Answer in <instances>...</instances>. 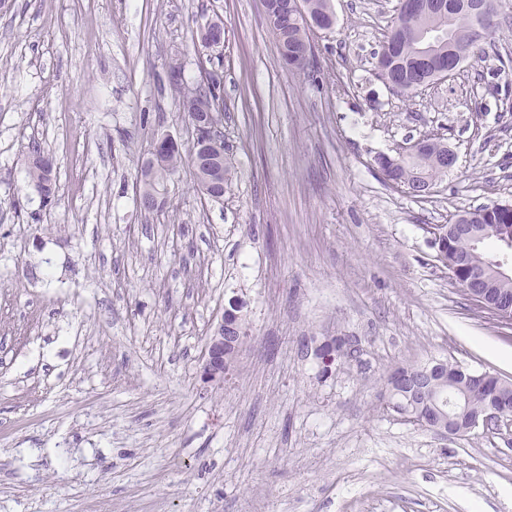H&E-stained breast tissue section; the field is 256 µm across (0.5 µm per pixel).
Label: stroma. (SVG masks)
<instances>
[{"instance_id":"stroma-1","label":"stroma","mask_w":512,"mask_h":512,"mask_svg":"<svg viewBox=\"0 0 512 512\" xmlns=\"http://www.w3.org/2000/svg\"><path fill=\"white\" fill-rule=\"evenodd\" d=\"M398 3L331 0L302 70L262 0L0 8V512H512V426L443 437L381 394L432 358L512 378V328L431 232L512 204V0L485 58L410 100L376 76ZM215 15L211 50L193 37ZM208 75L232 181L209 198L183 163L145 214L140 165L165 134L190 152L184 94ZM428 133L456 166L426 197L392 189L374 157ZM233 309L250 339L232 380L203 382ZM333 336L363 355L326 375L301 345ZM30 164L27 166V178L31 184L45 196H55L56 176L54 174V163L49 154L41 152L33 147L28 155Z\"/></svg>"}]
</instances>
